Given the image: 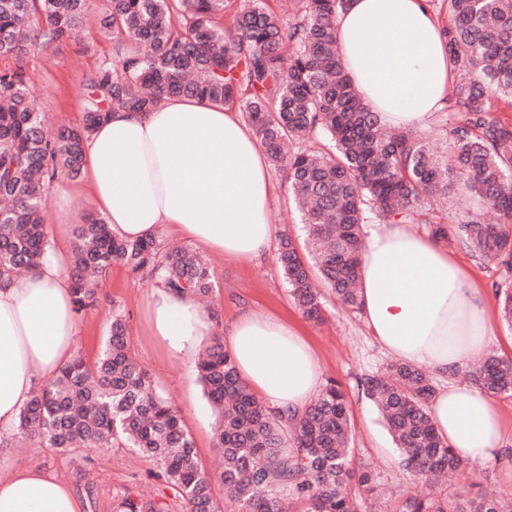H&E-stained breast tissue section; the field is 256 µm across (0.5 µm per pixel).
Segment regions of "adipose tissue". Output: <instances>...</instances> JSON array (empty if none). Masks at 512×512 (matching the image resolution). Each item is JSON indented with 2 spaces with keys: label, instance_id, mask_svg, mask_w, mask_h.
Here are the masks:
<instances>
[{
  "label": "adipose tissue",
  "instance_id": "1",
  "mask_svg": "<svg viewBox=\"0 0 512 512\" xmlns=\"http://www.w3.org/2000/svg\"><path fill=\"white\" fill-rule=\"evenodd\" d=\"M337 45L350 78L382 124L429 127L445 104L453 63L428 0H346ZM82 180L115 235L138 240L169 231L234 258L269 250L272 191L266 157L235 112L167 97L148 112L112 110L83 147ZM69 255L51 245L35 271L0 288V436L14 433L36 382L72 357L78 334ZM362 313L394 357L455 371L481 356L494 332L483 292L434 238L408 224H379L361 264ZM145 334L165 358L193 359L215 321L189 291L157 285L143 306ZM241 378L271 409L300 416L318 395L319 357L287 321L253 314L228 337ZM440 435L462 457L485 461L503 444L493 399L473 383H448L429 403ZM61 477L13 465L0 479V512H83Z\"/></svg>",
  "mask_w": 512,
  "mask_h": 512
}]
</instances>
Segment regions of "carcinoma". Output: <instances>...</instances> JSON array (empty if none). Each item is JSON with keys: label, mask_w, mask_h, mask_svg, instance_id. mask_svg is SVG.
<instances>
[{"label": "carcinoma", "mask_w": 512, "mask_h": 512, "mask_svg": "<svg viewBox=\"0 0 512 512\" xmlns=\"http://www.w3.org/2000/svg\"><path fill=\"white\" fill-rule=\"evenodd\" d=\"M344 0H294L293 18L270 0H107L100 27L112 35V60L84 84L78 127L47 128L22 68L0 71V286L37 269L50 244L43 209L51 183L81 174L83 142L107 112H148L164 96L195 97L242 113L271 164L282 170L304 224L307 254L281 240L276 262L309 320H323L317 275L341 306L358 309L365 224H427L438 241L464 247L512 272V124L492 115V99L512 110V0H442L446 47L469 74L448 86L447 152L438 158L425 134L381 124L354 87L336 45ZM88 0H0V57L67 38ZM288 66H283L284 61ZM458 186L495 210L497 224L448 223L429 198ZM73 302L81 316L98 306L97 278L112 265L131 275L202 297L213 272L199 254L159 237L127 241L105 219L72 225ZM512 324V286L495 285ZM491 395L512 396V361L488 355L465 368ZM216 413L224 470L200 466L175 406L130 354L125 315L112 312L104 348L89 365L75 353L54 380L37 386L18 417L17 434L47 448L75 451L117 442L157 463L153 477L177 492L184 512H221L214 482L238 512H378L377 475L352 456L347 397L330 382L294 423L270 413L240 377L224 337L212 336L197 363ZM359 391L380 413L422 494H402L393 512H512V494L450 500L442 478L467 461L443 441L428 413L429 375L408 362L365 374ZM116 512H170V505L126 494Z\"/></svg>", "instance_id": "1"}]
</instances>
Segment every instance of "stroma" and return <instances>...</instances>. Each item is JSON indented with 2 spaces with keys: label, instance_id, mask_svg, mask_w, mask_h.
Returning <instances> with one entry per match:
<instances>
[{
  "label": "stroma",
  "instance_id": "1",
  "mask_svg": "<svg viewBox=\"0 0 512 512\" xmlns=\"http://www.w3.org/2000/svg\"><path fill=\"white\" fill-rule=\"evenodd\" d=\"M104 9L105 0H89L74 37L32 50L24 58L28 87L49 128L73 127L82 121L84 79L112 56V38L100 29ZM270 177L274 186L270 199L274 235L290 236L296 247H303L304 232L284 175L274 169ZM452 252L471 270L475 285L489 295L487 306L495 331L490 352L512 361V325L502 318L497 301L490 295L499 272L462 247H453ZM207 259L214 272L209 310L216 316V329L227 333L234 322L252 312H264L295 325L317 352L324 380L335 381L348 398L355 459L373 462L384 487L402 483L399 453L378 412L357 389V377L383 369L392 360L371 335L361 313L341 309L335 297L328 294L324 297L323 321L306 319L289 293L274 252L255 259H234L211 252ZM152 289V282L131 276L123 266H113L100 289L98 309L78 320L76 349L87 363H95L106 340L112 310L120 308L128 324L132 357L148 371L157 391L180 411L201 467L218 470L222 459L215 446L214 417L194 362L163 359L144 335L143 302ZM494 402L505 432L503 448L491 461L470 464L467 475L449 487V496L467 494L474 482L512 493V397L498 395ZM0 459L62 476L84 498L85 512H114L117 499L127 493H140L171 504L177 501L175 490L154 479L155 462L137 457L127 448L99 447L82 455L11 436L0 449Z\"/></svg>",
  "mask_w": 512,
  "mask_h": 512
}]
</instances>
